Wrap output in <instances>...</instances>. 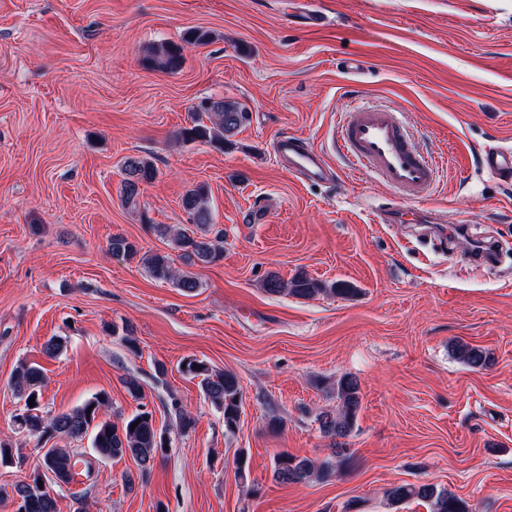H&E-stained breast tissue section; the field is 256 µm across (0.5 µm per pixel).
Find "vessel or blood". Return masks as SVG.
I'll list each match as a JSON object with an SVG mask.
<instances>
[{
  "instance_id": "b4317fda",
  "label": "vessel or blood",
  "mask_w": 512,
  "mask_h": 512,
  "mask_svg": "<svg viewBox=\"0 0 512 512\" xmlns=\"http://www.w3.org/2000/svg\"><path fill=\"white\" fill-rule=\"evenodd\" d=\"M337 140L351 163L355 175L374 174L397 194L379 216L385 224H436L438 213L421 211L408 213L403 201L421 199L430 194L438 183V160L417 150L403 115L397 109L384 107H357L339 124ZM275 151L289 171L298 178L320 182L328 175L324 156L306 147L293 136L279 137ZM484 168L492 174L512 170V148L499 147L485 151Z\"/></svg>"
}]
</instances>
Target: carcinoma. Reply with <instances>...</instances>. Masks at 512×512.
I'll return each instance as SVG.
<instances>
[{"instance_id":"cac0c4a2","label":"carcinoma","mask_w":512,"mask_h":512,"mask_svg":"<svg viewBox=\"0 0 512 512\" xmlns=\"http://www.w3.org/2000/svg\"><path fill=\"white\" fill-rule=\"evenodd\" d=\"M150 67L174 74L183 67L184 46L165 42L151 47L143 58ZM192 125L181 128L176 138L182 142H203L222 150L224 144L248 119V110L234 100H200L192 107ZM124 178L121 182L120 196L124 204H137L141 186L157 178V169L153 163L142 156H129L122 164ZM182 207L187 214L188 227L171 228L162 226L160 232L169 238L173 248L180 253V259L187 266L177 270L167 254H139L137 246L123 235H115L109 243L112 253L139 261L157 280L172 283L184 292H193L200 287L197 275L190 271L194 266H206L223 258L224 235L218 231L213 238H207L212 223L208 205V194L202 185L189 189L182 197ZM266 292H283L310 300L321 295L351 296L356 289L345 282H325L298 274L290 281L283 282L275 275L267 277L264 283ZM454 355L472 369H484L491 364L490 353L485 349L458 341L452 345ZM183 372L198 379V384L206 400L223 413L224 428L233 432L237 428L242 404V391L237 377L228 371L216 370L197 359L186 361ZM11 384L24 401L21 423L18 428L41 443L55 438L82 439L91 438L94 453L105 460H122L130 457L134 460L138 472H124L122 479L129 489L136 483H144L158 458L167 452L162 432L155 425L153 413L140 408L115 423L107 417L109 398L99 393L81 405L55 415L42 411L41 397L44 384L42 368L28 361L20 362L11 377ZM336 405L320 411L315 418L320 431L332 438H346L352 432L357 413L361 406V391L358 381L349 375L336 380L331 387ZM35 397L34 405L29 398ZM138 426L131 427V424ZM333 459L321 462L309 458H298L287 453L276 456L273 466V478L281 483H306L310 480H323L338 469L349 465L345 449H332ZM78 463L74 451L65 446L53 444L42 457V468L51 472L46 477L47 485L41 489L38 485L17 484L14 491L24 499L25 512H58L57 489L76 482ZM417 499L427 503L430 512H469L468 506L447 488L434 483L404 484L387 491L390 506H399L409 500Z\"/></svg>"}]
</instances>
